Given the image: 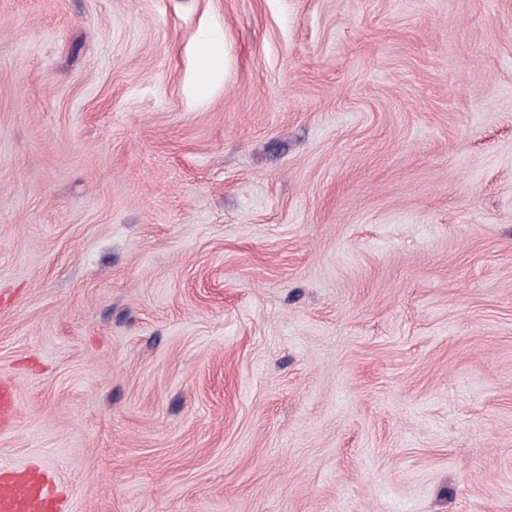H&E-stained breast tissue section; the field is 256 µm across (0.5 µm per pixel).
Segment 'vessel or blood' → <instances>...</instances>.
<instances>
[{"label":"vessel or blood","mask_w":512,"mask_h":512,"mask_svg":"<svg viewBox=\"0 0 512 512\" xmlns=\"http://www.w3.org/2000/svg\"><path fill=\"white\" fill-rule=\"evenodd\" d=\"M0 512H61L43 470L27 469L0 477Z\"/></svg>","instance_id":"1"}]
</instances>
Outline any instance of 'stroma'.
Instances as JSON below:
<instances>
[{
    "label": "stroma",
    "instance_id": "stroma-1",
    "mask_svg": "<svg viewBox=\"0 0 512 512\" xmlns=\"http://www.w3.org/2000/svg\"><path fill=\"white\" fill-rule=\"evenodd\" d=\"M3 383L64 512H512V0H0ZM200 53L208 63L204 70H200L202 82L206 84L221 73L223 53L221 45L214 41H205L201 46Z\"/></svg>",
    "mask_w": 512,
    "mask_h": 512
}]
</instances>
